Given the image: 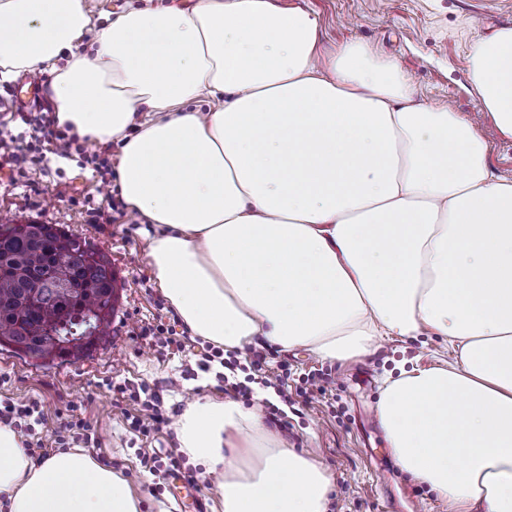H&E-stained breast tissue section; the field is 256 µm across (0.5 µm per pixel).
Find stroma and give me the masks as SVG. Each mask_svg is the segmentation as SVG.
Masks as SVG:
<instances>
[{"label":"stroma","instance_id":"stroma-1","mask_svg":"<svg viewBox=\"0 0 512 512\" xmlns=\"http://www.w3.org/2000/svg\"><path fill=\"white\" fill-rule=\"evenodd\" d=\"M316 14L325 48L358 41L383 55L396 57L425 103L448 107L480 121L467 62L470 39L512 25V0H273ZM36 189L0 179V224H54L107 254L116 277L118 300L108 340L83 358L44 363L0 350V399L40 398L45 415L24 440L39 439L53 447L68 412L90 426L94 441L87 455L122 473L145 497V512H194L200 499L204 512H215L216 480L180 450L173 425L142 434L130 417L140 415V402L114 393L129 382L146 392H159L164 408H183L189 401L226 393L253 407V393L264 379L280 380L290 402L282 422H269L272 432L294 449L311 448L331 475L334 489L327 512H448V504L426 485L413 480L394 462L376 405L386 377L401 369L436 365L432 336L387 337L369 354L346 362L325 361L304 347L282 353L266 349L261 364L250 351L225 354L209 370L197 366L201 340L185 335L182 352L167 355L137 335L139 326L174 310L157 288L145 257L144 220L108 213L94 221L87 200L104 201L117 183L102 182L78 156L49 155L35 177ZM233 367L234 386H225L226 367ZM155 449L162 465L156 472L142 467L140 449ZM180 462L184 487H175L168 464Z\"/></svg>","mask_w":512,"mask_h":512}]
</instances>
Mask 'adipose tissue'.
I'll use <instances>...</instances> for the list:
<instances>
[{
    "mask_svg": "<svg viewBox=\"0 0 512 512\" xmlns=\"http://www.w3.org/2000/svg\"><path fill=\"white\" fill-rule=\"evenodd\" d=\"M469 67L512 140V27L474 40ZM21 72L50 75L59 125L120 142L121 196L191 336L325 361L441 337L451 363L381 393L392 456L448 512H512V178L471 122L424 104L394 58L325 50L315 14L273 0H174L96 29L88 0H0V78ZM174 428L218 474L219 512H325L330 474L259 409L197 399ZM0 512L144 501L80 449L34 462L0 422Z\"/></svg>",
    "mask_w": 512,
    "mask_h": 512,
    "instance_id": "obj_1",
    "label": "adipose tissue"
}]
</instances>
